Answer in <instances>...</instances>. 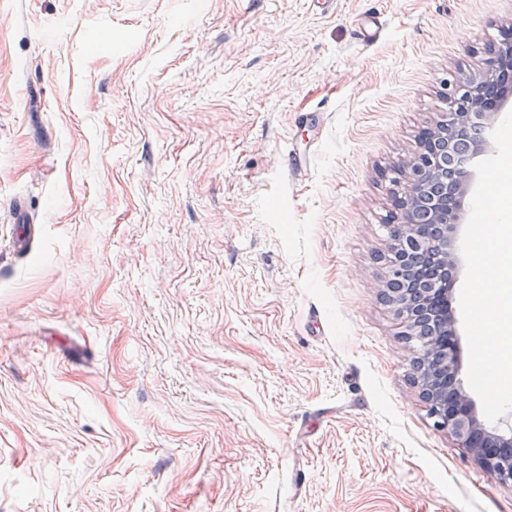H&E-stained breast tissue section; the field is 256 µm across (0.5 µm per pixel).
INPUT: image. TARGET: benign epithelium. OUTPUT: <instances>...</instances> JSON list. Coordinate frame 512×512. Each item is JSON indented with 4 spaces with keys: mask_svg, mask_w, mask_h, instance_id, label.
Listing matches in <instances>:
<instances>
[{
    "mask_svg": "<svg viewBox=\"0 0 512 512\" xmlns=\"http://www.w3.org/2000/svg\"><path fill=\"white\" fill-rule=\"evenodd\" d=\"M512 70V27L485 59L484 67L449 85L448 111L435 126L416 136L412 157L398 171L390 223L392 241L387 278L400 287L386 292L413 342L414 330L436 315L431 299L440 280L454 283L459 257L454 243L462 221L463 200L473 185L475 159L489 147L487 136L498 116L512 106V94L488 96L500 74ZM426 372L420 385L434 426L448 432L456 446L471 453L503 482H512V415L487 427L475 401L458 381L459 342L425 345Z\"/></svg>",
    "mask_w": 512,
    "mask_h": 512,
    "instance_id": "7a95c632",
    "label": "benign epithelium"
}]
</instances>
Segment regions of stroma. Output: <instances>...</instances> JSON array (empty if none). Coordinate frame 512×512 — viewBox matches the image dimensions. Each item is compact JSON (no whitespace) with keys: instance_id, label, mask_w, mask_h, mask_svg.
Segmentation results:
<instances>
[{"instance_id":"obj_1","label":"stroma","mask_w":512,"mask_h":512,"mask_svg":"<svg viewBox=\"0 0 512 512\" xmlns=\"http://www.w3.org/2000/svg\"><path fill=\"white\" fill-rule=\"evenodd\" d=\"M510 24L0 0V512H512L430 419L379 260L382 171ZM15 212L14 233L11 239V247L17 255H27L33 247L38 230L35 224H28L26 219V205L21 200L12 203Z\"/></svg>"}]
</instances>
